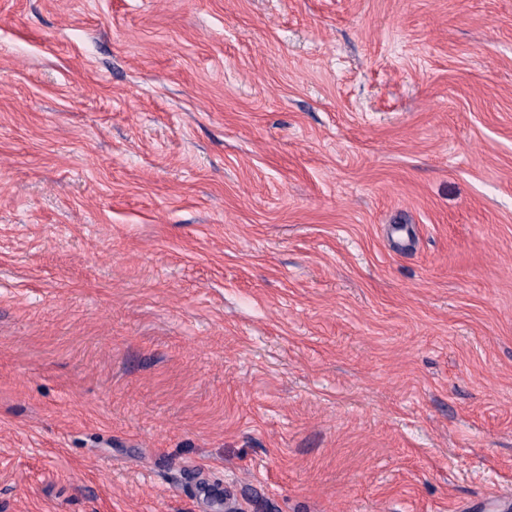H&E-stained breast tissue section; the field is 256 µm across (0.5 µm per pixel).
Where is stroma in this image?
<instances>
[{"label": "stroma", "mask_w": 512, "mask_h": 512, "mask_svg": "<svg viewBox=\"0 0 512 512\" xmlns=\"http://www.w3.org/2000/svg\"><path fill=\"white\" fill-rule=\"evenodd\" d=\"M509 493L512 0H0V512Z\"/></svg>", "instance_id": "35a3bbf8"}]
</instances>
